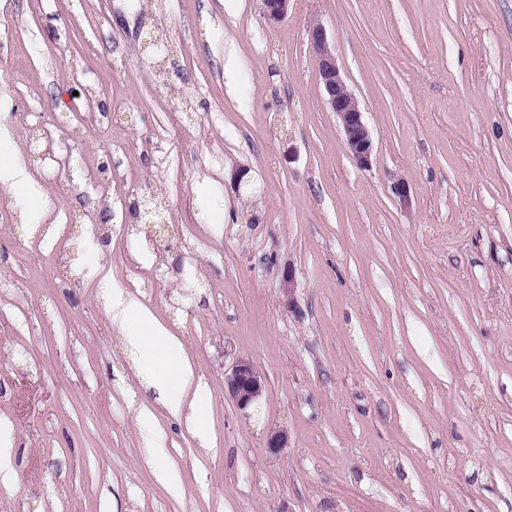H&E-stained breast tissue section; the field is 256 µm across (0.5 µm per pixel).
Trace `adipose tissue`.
I'll use <instances>...</instances> for the list:
<instances>
[{
  "instance_id": "1",
  "label": "adipose tissue",
  "mask_w": 512,
  "mask_h": 512,
  "mask_svg": "<svg viewBox=\"0 0 512 512\" xmlns=\"http://www.w3.org/2000/svg\"><path fill=\"white\" fill-rule=\"evenodd\" d=\"M12 148L7 128L0 126V185L25 189L35 198L41 196V188L25 165L14 159ZM100 289L103 296L112 300L113 321L123 325L129 318L138 320L139 329L125 336L124 343L127 348L143 355L139 368L141 378L158 391L172 411H179L183 391L193 376L184 360L182 343L158 324L147 308L135 300L114 294L109 279H102Z\"/></svg>"
}]
</instances>
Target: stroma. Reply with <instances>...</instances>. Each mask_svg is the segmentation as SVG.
Wrapping results in <instances>:
<instances>
[{"mask_svg": "<svg viewBox=\"0 0 512 512\" xmlns=\"http://www.w3.org/2000/svg\"><path fill=\"white\" fill-rule=\"evenodd\" d=\"M0 123L50 198L0 186V512H512V0H0ZM105 276L183 343L180 415ZM307 40L316 58L323 98L336 116L345 149L359 168L370 169L376 159L374 140L360 102L341 73L326 28L319 23L310 25ZM263 390V379L254 363L247 357H238L224 373V392L241 410L257 402Z\"/></svg>", "mask_w": 512, "mask_h": 512, "instance_id": "1", "label": "stroma"}]
</instances>
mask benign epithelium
I'll list each match as a JSON object with an SVG mask.
<instances>
[{"label":"benign epithelium","mask_w":512,"mask_h":512,"mask_svg":"<svg viewBox=\"0 0 512 512\" xmlns=\"http://www.w3.org/2000/svg\"><path fill=\"white\" fill-rule=\"evenodd\" d=\"M263 2L268 20L279 22L288 15L290 0ZM307 40L316 58L323 98L328 110L336 116L345 149L359 168L367 170L376 159L374 140L364 121L360 102L341 73L332 40L326 28L319 23L308 27ZM295 288V272L289 266L281 272V293L290 308L295 305ZM263 390V379L247 357L237 358L224 373V392L241 410L257 402ZM266 448L276 456L283 453L288 448L286 432L282 429L269 431Z\"/></svg>","instance_id":"obj_1"}]
</instances>
